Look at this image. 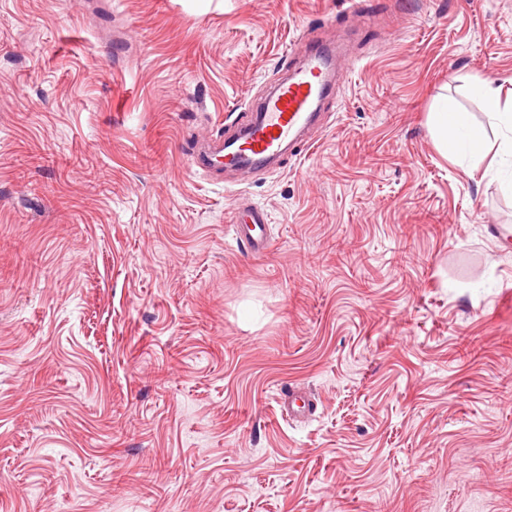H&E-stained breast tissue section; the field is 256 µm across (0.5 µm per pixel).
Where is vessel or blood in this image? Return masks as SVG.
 <instances>
[{"label":"vessel or blood","instance_id":"vessel-or-blood-1","mask_svg":"<svg viewBox=\"0 0 512 512\" xmlns=\"http://www.w3.org/2000/svg\"><path fill=\"white\" fill-rule=\"evenodd\" d=\"M334 67V56L320 48L309 50L304 63L258 102L234 136L214 142L199 154L200 164L210 166L220 160L231 169L254 171L306 145V133L320 120L318 106L329 93ZM268 222L267 211L258 206L234 214L237 242L253 253L266 250L269 241L264 227Z\"/></svg>","mask_w":512,"mask_h":512}]
</instances>
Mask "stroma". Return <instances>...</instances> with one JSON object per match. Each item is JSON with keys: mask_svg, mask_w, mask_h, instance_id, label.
<instances>
[{"mask_svg": "<svg viewBox=\"0 0 512 512\" xmlns=\"http://www.w3.org/2000/svg\"><path fill=\"white\" fill-rule=\"evenodd\" d=\"M314 41L313 145L193 166ZM485 78L512 0H0V512H512V186L431 119ZM244 210L245 213L238 212L232 216V228L237 242L252 253L266 250L269 241L264 234V227L270 221L267 211L258 206Z\"/></svg>", "mask_w": 512, "mask_h": 512, "instance_id": "stroma-1", "label": "stroma"}]
</instances>
